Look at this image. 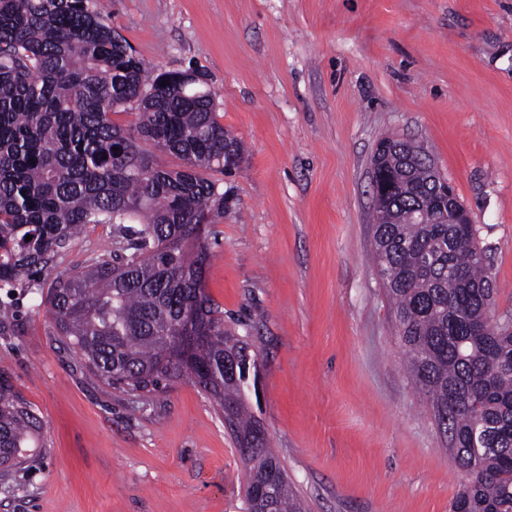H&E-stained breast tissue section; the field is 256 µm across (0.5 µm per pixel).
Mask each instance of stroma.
<instances>
[{
  "mask_svg": "<svg viewBox=\"0 0 512 512\" xmlns=\"http://www.w3.org/2000/svg\"><path fill=\"white\" fill-rule=\"evenodd\" d=\"M154 74L208 77L247 153L219 178L203 285L260 361L254 415L310 512H449L464 473L414 388L373 259L371 160L430 152L471 214L512 324V0H96ZM0 378L44 423L0 512H241L215 405L182 380L137 404L15 294Z\"/></svg>",
  "mask_w": 512,
  "mask_h": 512,
  "instance_id": "1",
  "label": "stroma"
}]
</instances>
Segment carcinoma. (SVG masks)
<instances>
[{
  "mask_svg": "<svg viewBox=\"0 0 512 512\" xmlns=\"http://www.w3.org/2000/svg\"><path fill=\"white\" fill-rule=\"evenodd\" d=\"M129 110L130 127L112 120ZM148 145L188 167L153 165ZM243 154L208 94L149 74L94 0H0V292L40 296L62 349L137 402L177 379L232 405L237 441L260 427L259 359L204 292L199 226L224 217L210 173ZM387 181L374 259L410 377L466 473L450 512H512V330L476 326L493 305L490 263L474 256V225L437 223L426 164L395 159ZM91 224L112 227L107 246L59 269ZM192 313L210 334L182 352ZM43 447L41 418L0 382V477ZM238 451L275 512H305L267 437Z\"/></svg>",
  "mask_w": 512,
  "mask_h": 512,
  "instance_id": "cac0c4a2",
  "label": "carcinoma"
}]
</instances>
